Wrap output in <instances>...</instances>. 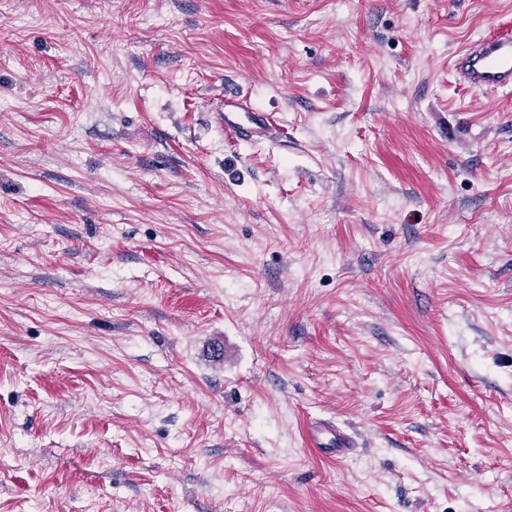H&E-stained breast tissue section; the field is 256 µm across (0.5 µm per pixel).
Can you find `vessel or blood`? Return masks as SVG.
Returning <instances> with one entry per match:
<instances>
[{"label":"vessel or blood","instance_id":"obj_1","mask_svg":"<svg viewBox=\"0 0 512 512\" xmlns=\"http://www.w3.org/2000/svg\"><path fill=\"white\" fill-rule=\"evenodd\" d=\"M451 70L468 90L484 92L512 89V30L501 29L460 48L451 58ZM217 126L232 140L275 142L284 128L271 113L250 107L242 96L225 91L215 114ZM333 458L344 459L352 449L350 437L340 428L327 427Z\"/></svg>","mask_w":512,"mask_h":512}]
</instances>
